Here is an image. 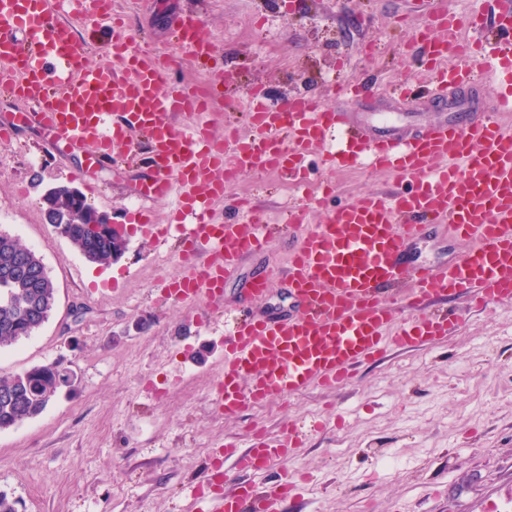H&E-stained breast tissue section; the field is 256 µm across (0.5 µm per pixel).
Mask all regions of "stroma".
<instances>
[{
	"mask_svg": "<svg viewBox=\"0 0 512 512\" xmlns=\"http://www.w3.org/2000/svg\"><path fill=\"white\" fill-rule=\"evenodd\" d=\"M112 8L150 38L162 64L173 51V19H198L214 50L201 65L184 59L174 76L184 86L218 83L214 134L233 122L248 137L249 93L275 103L311 93L336 108L356 79L374 86L377 111L439 120L429 75L408 50L421 13H454L464 27L476 13L493 27L512 0H112ZM115 151L118 162L86 181L84 152L53 145L35 122L0 141V231L42 257L56 288L49 320L0 349V376L55 361L78 375L41 415L0 431V491L18 512H197L190 492L208 480L216 449L246 447L256 426L279 436L289 423L319 418L332 430L311 434L286 468L254 478L262 487L288 470L307 474L278 512H512V302L480 310L449 297L463 320L447 340L390 351L335 390L312 388L234 419L216 415L211 380L224 356V316L255 272L280 277L294 233L245 257L222 300L161 299L164 283L182 273L178 247L149 244L130 221L149 163H126L124 146ZM326 179L339 204L392 181L367 168ZM62 185L127 226L118 260L88 262L47 223L43 196ZM232 191L214 204L215 223L237 222L234 195L272 222L298 195L261 170Z\"/></svg>",
	"mask_w": 512,
	"mask_h": 512,
	"instance_id": "1",
	"label": "stroma"
}]
</instances>
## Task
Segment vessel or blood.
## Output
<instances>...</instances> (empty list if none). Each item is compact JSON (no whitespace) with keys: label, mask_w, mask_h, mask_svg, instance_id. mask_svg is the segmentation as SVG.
Instances as JSON below:
<instances>
[{"label":"vessel or blood","mask_w":512,"mask_h":512,"mask_svg":"<svg viewBox=\"0 0 512 512\" xmlns=\"http://www.w3.org/2000/svg\"><path fill=\"white\" fill-rule=\"evenodd\" d=\"M102 18L111 0H0V92L24 105L56 142L88 149L93 165L112 162L115 145L128 161L147 153L151 175L142 201L180 193L172 223L149 224L156 240L176 237L185 273L164 294L182 302L220 300L239 260L260 251L283 227L301 228L283 282L293 302L287 315L238 311L224 336V359L214 404L225 416L312 387L350 382L360 363L396 347L425 346L448 336L447 311H429V299L459 296L483 308L512 300V23L498 24L462 43L447 15L431 13L414 37L435 66L436 98L449 116L416 126L402 114L374 111L371 96L353 91L358 109L327 108L309 96H292L276 108L250 93L246 116L253 130L243 139L233 125L212 133L210 93L168 87L167 71L140 44L136 30L114 19L106 62L90 63L61 21ZM445 29L439 37L437 29ZM176 45L197 57L211 43L198 20L175 19ZM461 59L458 69L446 58ZM493 78L501 94L485 107L472 97H447L448 87ZM172 112L192 116L190 131L175 129ZM325 147L328 168L365 165L414 182L407 191L370 192L329 208L319 224L291 208L280 223L253 215L248 224H216L215 200L226 198L243 173L271 169L301 175L310 152ZM447 224L468 250L456 261L414 264L411 238ZM305 439L303 426L272 437L255 431L248 446H225L241 480L224 489L223 465L196 491L208 512H276L295 490L284 479L258 487L254 475L285 465Z\"/></svg>","instance_id":"vessel-or-blood-1"}]
</instances>
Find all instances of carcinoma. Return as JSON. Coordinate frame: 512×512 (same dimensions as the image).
Here are the masks:
<instances>
[{
    "mask_svg": "<svg viewBox=\"0 0 512 512\" xmlns=\"http://www.w3.org/2000/svg\"><path fill=\"white\" fill-rule=\"evenodd\" d=\"M45 215L90 262H109L124 250L125 240L98 221L80 193H60L45 206ZM55 302L56 289L43 259L19 238L0 232V349L37 332L48 321ZM76 381L58 362L1 376L0 431L39 416L60 389L71 388Z\"/></svg>",
    "mask_w": 512,
    "mask_h": 512,
    "instance_id": "obj_1",
    "label": "carcinoma"
}]
</instances>
